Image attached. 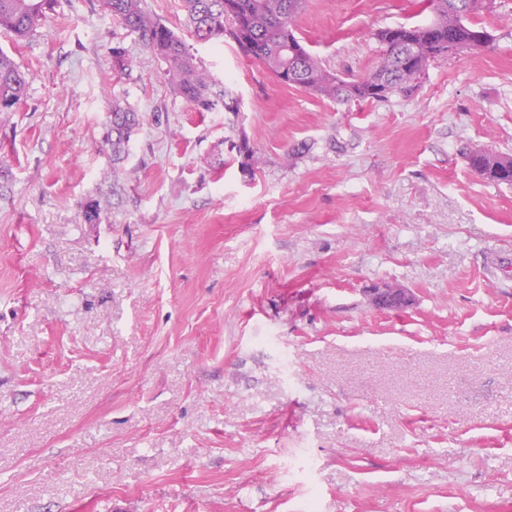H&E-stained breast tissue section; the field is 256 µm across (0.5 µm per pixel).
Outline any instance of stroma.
<instances>
[{
	"label": "stroma",
	"instance_id": "obj_1",
	"mask_svg": "<svg viewBox=\"0 0 512 512\" xmlns=\"http://www.w3.org/2000/svg\"><path fill=\"white\" fill-rule=\"evenodd\" d=\"M421 3L305 0L294 34L360 77ZM475 21L489 49L349 103L192 42L236 116L99 0L0 34L29 75L0 114V512H512V186L464 158L512 155V0ZM116 100L143 116L117 176ZM372 300L379 308L392 309L410 306L413 298L404 288L385 286L383 288L374 289Z\"/></svg>",
	"mask_w": 512,
	"mask_h": 512
}]
</instances>
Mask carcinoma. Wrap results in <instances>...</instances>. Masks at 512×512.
Returning a JSON list of instances; mask_svg holds the SVG:
<instances>
[{"mask_svg":"<svg viewBox=\"0 0 512 512\" xmlns=\"http://www.w3.org/2000/svg\"><path fill=\"white\" fill-rule=\"evenodd\" d=\"M190 33L200 41H222L228 34L245 56L264 64L275 76L288 66L282 46L294 34L296 17L303 0H232L233 11L225 8L226 0H183ZM487 0H425L433 19L417 26L421 36L413 45L389 38L391 29L380 34L385 49L374 70L357 80H345L327 69L309 50H303L294 65L296 75L285 77L288 86L313 91L333 102L347 103L375 98V81H385L393 89H405L395 78V67L418 68L421 62L444 57L448 31L455 32L469 51H481L493 43L491 34L480 38L485 29L471 18L486 10ZM50 0H0V30L14 39L33 35L46 19ZM109 13L165 64V76L176 93L196 112L240 111L239 100L207 70L200 67L182 36L160 22L145 8L143 0H110ZM28 78L19 65L0 51V112H11L24 96ZM140 113L112 103V195L119 194V171L116 164L127 155L133 132L142 124ZM241 167L251 168L255 150L246 137L236 145ZM468 167L485 179L512 185V157L484 148L466 155Z\"/></svg>","mask_w":512,"mask_h":512,"instance_id":"cac0c4a2","label":"carcinoma"}]
</instances>
